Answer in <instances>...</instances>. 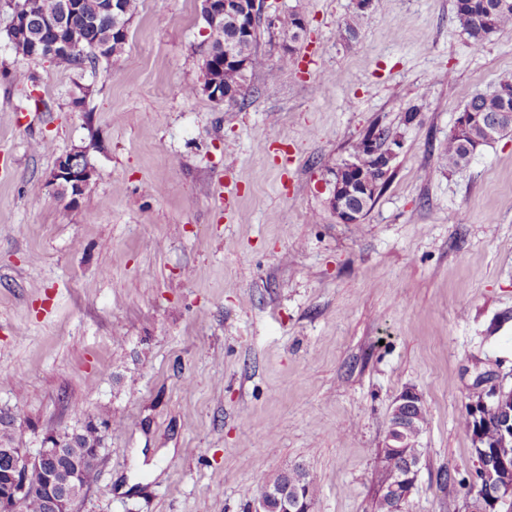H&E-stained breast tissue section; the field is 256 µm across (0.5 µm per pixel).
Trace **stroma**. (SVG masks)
<instances>
[{
  "label": "stroma",
  "mask_w": 512,
  "mask_h": 512,
  "mask_svg": "<svg viewBox=\"0 0 512 512\" xmlns=\"http://www.w3.org/2000/svg\"><path fill=\"white\" fill-rule=\"evenodd\" d=\"M269 3L307 28L228 106L185 92L202 0H140L112 71L16 55L0 0V417L32 452L97 428L74 512H254L260 477L296 464L314 512H374L410 388L427 423L405 512H467L465 399L488 371L512 384V134L453 171L444 149L512 73V29L476 49L455 0H371L346 41L356 0ZM375 123L386 183L339 223L323 180ZM75 149L93 175L74 201L50 179Z\"/></svg>",
  "instance_id": "35a3bbf8"
}]
</instances>
